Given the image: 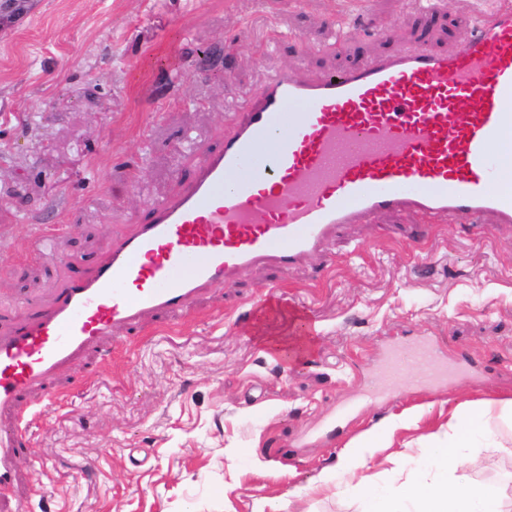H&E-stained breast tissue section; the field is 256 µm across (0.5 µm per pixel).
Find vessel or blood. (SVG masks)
I'll return each instance as SVG.
<instances>
[{
    "mask_svg": "<svg viewBox=\"0 0 512 512\" xmlns=\"http://www.w3.org/2000/svg\"><path fill=\"white\" fill-rule=\"evenodd\" d=\"M512 0L483 11L455 52L404 49L313 80L282 68L231 115L177 192L113 236L102 260L24 312L0 339V508L18 481L19 405L61 397L65 370L118 329L186 311L262 267L324 256L344 226L382 212L439 224H512ZM439 377L432 343L391 345L366 393L385 396L410 365Z\"/></svg>",
    "mask_w": 512,
    "mask_h": 512,
    "instance_id": "b4317fda",
    "label": "vessel or blood"
}]
</instances>
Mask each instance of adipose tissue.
Instances as JSON below:
<instances>
[{
    "instance_id": "ef3b65f1",
    "label": "adipose tissue",
    "mask_w": 512,
    "mask_h": 512,
    "mask_svg": "<svg viewBox=\"0 0 512 512\" xmlns=\"http://www.w3.org/2000/svg\"><path fill=\"white\" fill-rule=\"evenodd\" d=\"M512 419V400L484 401L474 411H453L445 438H433L423 460L430 477H409L398 493H388L374 477L365 475L366 451L382 440L377 428H369L349 443L339 467L348 475L363 512H505L504 496L495 484H472L449 478L450 465H463V451L491 439L498 420Z\"/></svg>"
}]
</instances>
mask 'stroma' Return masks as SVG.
<instances>
[{"mask_svg":"<svg viewBox=\"0 0 512 512\" xmlns=\"http://www.w3.org/2000/svg\"><path fill=\"white\" fill-rule=\"evenodd\" d=\"M484 0H27L0 24V331L24 303L91 268L114 232L176 192L226 115L267 75L306 77L407 46L459 48ZM360 25L346 37L341 21ZM428 227L414 240L410 234ZM57 228L55 256L36 247ZM310 344L265 342L284 316ZM431 341L458 365L363 404L386 346ZM29 444L9 512H361L339 471L370 427L366 474L398 488L456 407L512 399V227L482 233L380 214L327 258L252 271L112 349ZM424 412L388 431L391 416ZM466 449L457 477L512 499V426ZM289 333L291 336H288L287 322V331L284 336H271L267 340L272 350L286 361L301 355L307 346V336H303L299 331L295 319L290 321Z\"/></svg>","mask_w":512,"mask_h":512,"instance_id":"35a3bbf8","label":"stroma"}]
</instances>
